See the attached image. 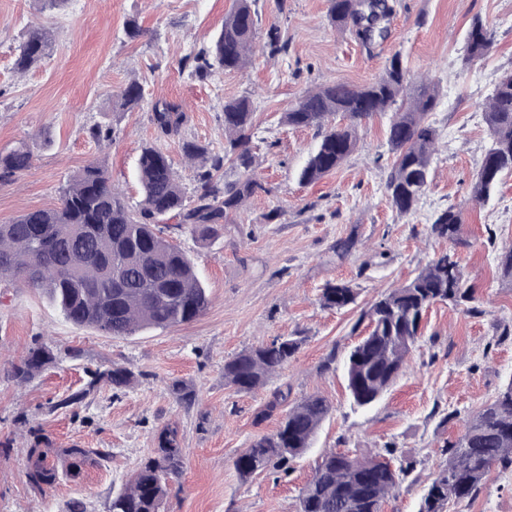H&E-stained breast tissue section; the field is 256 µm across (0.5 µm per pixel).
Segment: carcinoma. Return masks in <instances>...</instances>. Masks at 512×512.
I'll list each match as a JSON object with an SVG mask.
<instances>
[{
	"instance_id": "1",
	"label": "carcinoma",
	"mask_w": 512,
	"mask_h": 512,
	"mask_svg": "<svg viewBox=\"0 0 512 512\" xmlns=\"http://www.w3.org/2000/svg\"><path fill=\"white\" fill-rule=\"evenodd\" d=\"M256 0H235L233 9L208 50L193 57L195 73L210 76L218 70L245 69L256 40ZM394 11L389 0H328V19L364 43L386 36V22ZM51 32L43 25L28 28L14 61V70L26 73L47 55ZM494 43L493 32L479 18L472 21L463 61L486 56ZM265 48L276 55L288 48L278 29L270 30ZM412 76L400 54L390 59L375 82L351 87L320 86L305 93L282 116L297 128H315L322 139L302 169L306 185L321 180L340 167L357 149L358 127L378 114L392 111L387 143L394 160L385 188L392 207L401 215L416 211L431 176V156L437 139L428 122L435 106L437 87L411 86ZM144 102L142 85L130 81L117 95L114 107L132 112ZM153 122L161 136L179 133L184 114L166 101L154 104ZM346 118L334 124L336 115ZM490 144L471 188L472 198L486 200L503 175H512V72L494 87L485 110ZM254 110L248 97L224 103V154L205 145L182 143L184 158L201 169L193 203H187L170 157L155 145L143 147L139 181L143 200L131 210L112 185L106 168L90 164L72 176L61 189L60 202L51 208L24 212L0 224V277L20 280L41 290L64 318L80 327L112 337L130 336L139 329H166L191 322L208 310L210 298L189 256L160 235L158 224L172 215L180 227L202 237L215 235L246 200L269 189L256 177L251 150ZM239 169L233 182L217 173L224 161ZM33 153L26 142L0 155V181H9L31 167ZM461 211L449 207L437 213L431 234L451 244L461 243ZM358 292L349 283H328L322 289L326 309L355 303ZM476 300L456 253L443 251L411 280L379 296L361 311L353 329L368 322L369 332L349 352L347 387L355 404L376 402L402 374L407 358L421 336L426 310L437 302L455 306ZM301 346L298 338L278 339L252 347L224 363V382L239 391L264 387L269 376L286 366ZM53 360L47 345L29 350L14 366L21 383L40 373ZM131 371L109 368L94 373L90 387L106 382L128 386ZM332 411L319 394L301 398L283 416L276 431L256 437L233 465L248 479L274 463L285 467L313 444L322 422ZM153 455L133 473L125 488L112 496L110 512H162L167 481L179 476L184 465L178 430L160 432ZM48 439L33 433L28 450L30 483L42 490L60 478L74 479L87 465L107 458L99 448H46ZM54 453L62 467L46 462ZM446 464L433 476L418 512H446L452 501L478 495L490 472L512 467V378L464 424L462 434L443 449ZM414 470V461H391L378 454L330 451L318 461L298 496V512H382V506Z\"/></svg>"
}]
</instances>
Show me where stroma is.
I'll use <instances>...</instances> for the list:
<instances>
[{"label": "stroma", "instance_id": "1", "mask_svg": "<svg viewBox=\"0 0 512 512\" xmlns=\"http://www.w3.org/2000/svg\"><path fill=\"white\" fill-rule=\"evenodd\" d=\"M233 0H66L54 10L41 0H0V154L27 142L31 167L0 183V224L56 205L68 179L86 165L105 167L126 204L142 194L137 162L143 146L160 147L174 163L185 192L196 167L181 146L194 141L224 150V103L242 96L255 107L253 152L265 192L250 198L218 234L200 238L177 219L162 223L165 237L193 260L211 304L198 319L169 329L113 338L64 319L38 290L0 278V512H109L112 496L151 456L163 426L176 425L184 470L169 482L163 512H298L300 488L326 451L380 452L392 446L415 468L387 501L384 512H417L429 479L444 464L441 450L467 419L512 378V283L500 257L512 249V176L486 201L471 199L489 136L484 110L504 71L512 69V0H393L385 39L363 44L327 17V0H257V45L270 27L288 40L287 53H256L247 69L199 79L181 63L189 51L209 47ZM495 33L491 51L470 67L461 59L474 18ZM143 36L127 38L128 20ZM52 32L49 54L27 73L13 67L26 30ZM400 54L413 77L439 91L428 115L438 132L431 182L416 212L399 215L385 189L392 164L389 115L359 130L357 150L320 182L299 180L321 136L292 128L281 117L307 91L322 85L364 86ZM143 86L141 109L122 112L112 102L130 79ZM185 114L179 136L161 137L155 102ZM112 129L96 143L88 130ZM462 210L463 245L456 253L476 289L475 311L432 305L407 369L372 407H353L344 360L360 338L352 327L361 309L424 267L448 242L430 235L437 212ZM355 235L356 247L337 258L338 239ZM351 283L356 305L323 308L326 283ZM288 337L302 344L266 386L240 392L224 384V363L254 346ZM45 344L54 360L26 384L13 363ZM130 370V386H91L92 374L112 365ZM196 396L177 402L173 384ZM276 390L289 402L310 394L332 406L316 441L288 470L269 469L241 479L233 461L252 440L280 420L255 415ZM83 400L61 406V399ZM51 447L103 448L111 457L37 491L26 477L31 430ZM447 512H512V470L493 472L472 499Z\"/></svg>", "mask_w": 512, "mask_h": 512}]
</instances>
